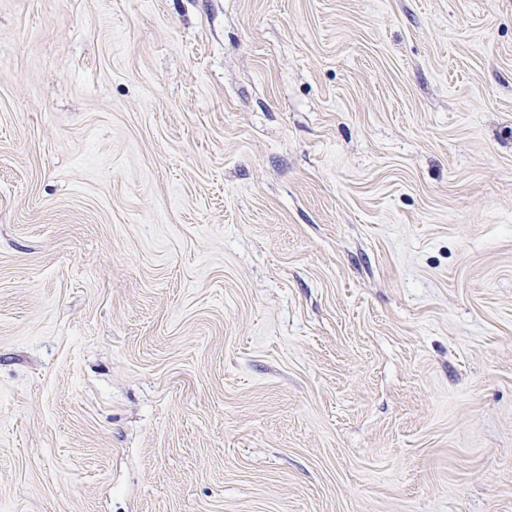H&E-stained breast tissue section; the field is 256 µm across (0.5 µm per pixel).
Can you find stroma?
Instances as JSON below:
<instances>
[{
    "label": "stroma",
    "mask_w": 512,
    "mask_h": 512,
    "mask_svg": "<svg viewBox=\"0 0 512 512\" xmlns=\"http://www.w3.org/2000/svg\"><path fill=\"white\" fill-rule=\"evenodd\" d=\"M0 512H512V0H0Z\"/></svg>",
    "instance_id": "35a3bbf8"
}]
</instances>
